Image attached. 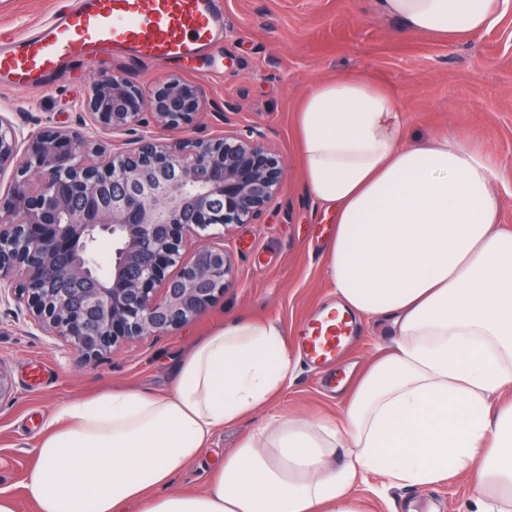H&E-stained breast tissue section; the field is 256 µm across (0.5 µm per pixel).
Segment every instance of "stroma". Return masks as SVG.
Segmentation results:
<instances>
[{
	"label": "stroma",
	"mask_w": 512,
	"mask_h": 512,
	"mask_svg": "<svg viewBox=\"0 0 512 512\" xmlns=\"http://www.w3.org/2000/svg\"><path fill=\"white\" fill-rule=\"evenodd\" d=\"M228 35L196 61L131 63L104 51L62 71L52 88L19 90L0 78V114L26 112L41 123L73 125L93 83L120 74L147 88L181 77L201 86L206 106L192 136L226 131L259 136L285 168L280 197L260 223L241 224L223 240L235 279L212 308L176 336H148L86 363L71 347L37 329L14 303H0V495L16 512H36L25 486L43 423L57 404L121 387L169 392L173 367L200 337L224 322L273 318L292 350L304 324L334 304L324 273L330 221L308 195L295 132V111L313 85L345 74L385 84L406 110L415 139L468 134L486 156L501 192V222L512 228V13L493 29L458 39L405 30L373 11L369 0H223ZM70 0H0V42L55 18ZM352 349L336 362L299 358L270 404L218 433L206 463L175 473L173 492H200L210 466L270 414L340 424L344 391L392 338L389 321L357 320ZM475 483L461 472L430 488L357 481L360 512H468Z\"/></svg>",
	"instance_id": "obj_1"
}]
</instances>
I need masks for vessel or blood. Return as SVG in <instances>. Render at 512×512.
Here are the masks:
<instances>
[{
    "instance_id": "1",
    "label": "vessel or blood",
    "mask_w": 512,
    "mask_h": 512,
    "mask_svg": "<svg viewBox=\"0 0 512 512\" xmlns=\"http://www.w3.org/2000/svg\"><path fill=\"white\" fill-rule=\"evenodd\" d=\"M224 34L223 0H73L51 21L0 47V76L17 89L45 86L71 63L99 51L168 61L199 56ZM352 325L313 318L300 338L311 364L335 360L349 345Z\"/></svg>"
}]
</instances>
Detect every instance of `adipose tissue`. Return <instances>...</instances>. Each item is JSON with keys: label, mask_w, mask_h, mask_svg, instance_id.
Here are the masks:
<instances>
[{"label": "adipose tissue", "mask_w": 512, "mask_h": 512, "mask_svg": "<svg viewBox=\"0 0 512 512\" xmlns=\"http://www.w3.org/2000/svg\"><path fill=\"white\" fill-rule=\"evenodd\" d=\"M374 8L408 31L459 38L495 27L512 0ZM296 134L307 191L335 215L325 260L336 312L395 328L341 426L271 416L204 491H169L218 431L288 381L282 325L235 319L193 344L167 394L115 388L60 403L27 476L38 512H358L359 477L428 486L460 472L475 479L476 512L512 502V229L488 161L458 134L413 143L394 95L359 75L314 85Z\"/></svg>", "instance_id": "obj_1"}]
</instances>
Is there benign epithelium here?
<instances>
[{
  "label": "benign epithelium",
  "instance_id": "1",
  "mask_svg": "<svg viewBox=\"0 0 512 512\" xmlns=\"http://www.w3.org/2000/svg\"><path fill=\"white\" fill-rule=\"evenodd\" d=\"M201 87L172 77L145 90L121 74L96 81L83 111L102 131L126 133L150 110L159 130L193 127ZM77 127L24 133L0 115V289L45 333L85 361L145 336H174L234 282L220 228L256 224L277 199L284 169L264 141L226 132L170 141L154 132L132 147ZM112 240V273L74 257Z\"/></svg>",
  "mask_w": 512,
  "mask_h": 512
}]
</instances>
